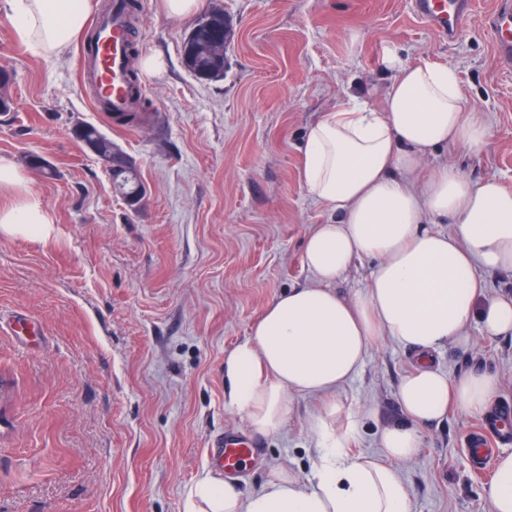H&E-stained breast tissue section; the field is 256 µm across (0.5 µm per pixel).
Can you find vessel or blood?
<instances>
[{
	"mask_svg": "<svg viewBox=\"0 0 512 512\" xmlns=\"http://www.w3.org/2000/svg\"><path fill=\"white\" fill-rule=\"evenodd\" d=\"M475 0H410L413 14L444 41L457 40L473 10ZM493 47L500 68L512 73V0H498L489 14ZM123 5L114 0L111 10L93 16L90 35L78 47V71L82 85L91 89V101L101 112H125L134 105L128 86L129 48L123 34ZM512 428V410L483 422L472 438L473 467L483 470L492 454L490 445ZM252 441L235 432H225L210 445L212 459L225 471H235L253 456Z\"/></svg>",
	"mask_w": 512,
	"mask_h": 512,
	"instance_id": "obj_1",
	"label": "vessel or blood"
}]
</instances>
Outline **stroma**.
I'll list each match as a JSON object with an SVG mask.
<instances>
[{"label":"stroma","mask_w":512,"mask_h":512,"mask_svg":"<svg viewBox=\"0 0 512 512\" xmlns=\"http://www.w3.org/2000/svg\"><path fill=\"white\" fill-rule=\"evenodd\" d=\"M135 47L165 65L141 75L151 119L118 126L82 87L78 47L45 58L22 40L0 0V69L12 103L0 114L11 160L53 218L49 237L0 234V512H182L211 471L208 446L227 430L258 455L233 481L245 496L281 468L309 483L308 424L318 399L295 396L282 429L252 433L224 405V357L246 341L276 296L311 285L306 235L327 223L300 181L303 135L348 96L381 107L388 52L453 67L467 106L492 124L486 152L459 147L438 161L512 190V73L500 70L477 0L462 36L441 42L410 0H207L232 28L223 80H197L182 42L195 17L169 18L139 0ZM97 125L146 189L138 207L114 195L102 164L73 135ZM50 162L53 175L30 167ZM412 354L387 336L371 345L339 397L355 423L350 455H381L380 429L400 417L398 387ZM455 377L487 370L512 405V337L479 326L470 344L434 356ZM479 413L449 407L400 466L412 512H491L466 441Z\"/></svg>","instance_id":"35a3bbf8"}]
</instances>
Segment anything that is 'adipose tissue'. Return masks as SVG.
<instances>
[{
	"mask_svg": "<svg viewBox=\"0 0 512 512\" xmlns=\"http://www.w3.org/2000/svg\"><path fill=\"white\" fill-rule=\"evenodd\" d=\"M19 36L45 56L67 49L83 32L92 0H6ZM394 81L381 108L356 100L324 113L306 133L300 178L310 198L333 215L313 225L303 263L313 285L273 299L247 341L224 359V403L246 415L253 432L278 431L294 395L321 400L310 421L314 475L302 485L289 470L244 497L207 475L190 488L182 512H412L398 469L422 446L424 425L449 406L487 412L497 376L472 371L449 378L432 355L466 345L469 328L512 335V296L484 298L480 273L512 276V192L493 178L473 180L434 153L453 146L479 154L491 142L490 120L469 108L452 67L404 63L387 55ZM0 232L48 236L49 213L22 174L0 157ZM456 221L452 232L438 220ZM376 264L354 297L334 287L352 263ZM388 336L417 355L401 381V419L379 434L382 456L350 455L351 424L338 390L361 369L376 337Z\"/></svg>",
	"mask_w": 512,
	"mask_h": 512,
	"instance_id": "1",
	"label": "adipose tissue"
}]
</instances>
